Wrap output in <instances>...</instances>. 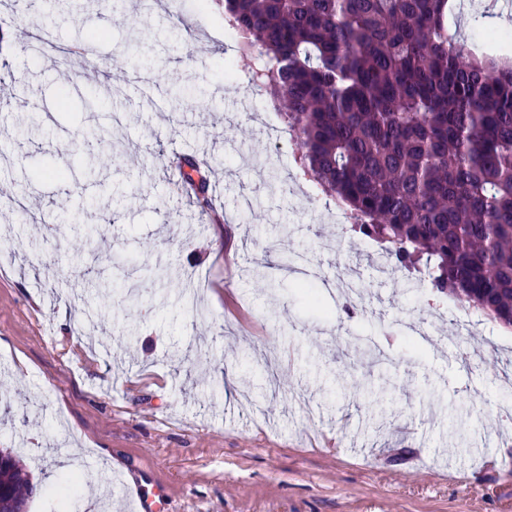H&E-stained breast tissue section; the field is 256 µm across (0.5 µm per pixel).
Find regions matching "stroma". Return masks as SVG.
<instances>
[{
    "label": "stroma",
    "mask_w": 512,
    "mask_h": 512,
    "mask_svg": "<svg viewBox=\"0 0 512 512\" xmlns=\"http://www.w3.org/2000/svg\"><path fill=\"white\" fill-rule=\"evenodd\" d=\"M38 15L0 0V200L28 196L0 210V448L40 488L28 512L92 506L88 490H50L70 460L105 512L159 489L162 512H512V445L489 423L512 328L468 305L477 330L457 333L431 285L376 278L369 239L342 231L321 191H283L302 149L274 148L278 112L226 79L224 0H64L41 50ZM102 30L89 57L69 54ZM99 127L110 144L85 139ZM184 154L211 211L171 190ZM39 160L67 180L35 174ZM293 250L322 269L334 318L297 295ZM119 255L145 300L112 303L87 335L70 286L110 277ZM348 265L367 300L352 314L331 282ZM410 314L437 344L414 347ZM463 350L486 360L462 368Z\"/></svg>",
    "instance_id": "obj_1"
}]
</instances>
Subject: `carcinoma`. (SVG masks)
Masks as SVG:
<instances>
[{"label":"carcinoma","mask_w":512,"mask_h":512,"mask_svg":"<svg viewBox=\"0 0 512 512\" xmlns=\"http://www.w3.org/2000/svg\"><path fill=\"white\" fill-rule=\"evenodd\" d=\"M274 62L261 80L283 102L307 173L404 270L512 325V44L465 49L448 0H224ZM100 299L140 295L89 281ZM83 484L69 473L62 501ZM36 493L0 448V512Z\"/></svg>","instance_id":"obj_1"}]
</instances>
